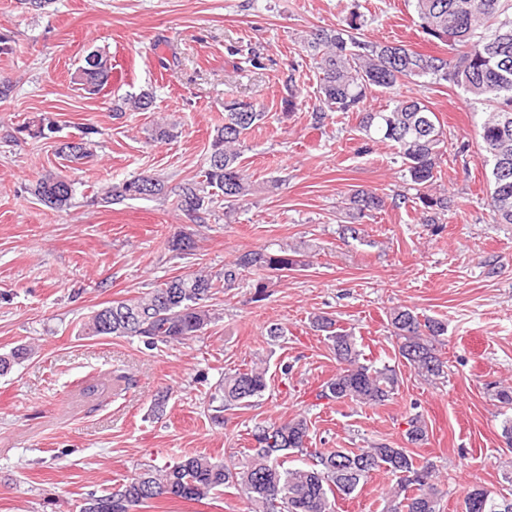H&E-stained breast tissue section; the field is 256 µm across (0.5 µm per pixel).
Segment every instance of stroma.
<instances>
[{"instance_id":"35a3bbf8","label":"stroma","mask_w":512,"mask_h":512,"mask_svg":"<svg viewBox=\"0 0 512 512\" xmlns=\"http://www.w3.org/2000/svg\"><path fill=\"white\" fill-rule=\"evenodd\" d=\"M361 13L372 41L399 42L427 55L447 45L420 28L412 0H51L41 11L0 0V352H36L0 376V512H78L87 493L123 483L141 468L206 452L239 462L255 424L297 414L311 423L316 448L401 446L409 417L425 419L417 447L445 480L440 512H464L481 485L512 499L503 472L512 448L502 436L506 410L493 386L512 384V224L490 209L491 170L479 149L483 103L447 84L420 79L399 94L428 102L447 132L441 187L450 203L435 224L421 223L393 147L363 152L356 119L331 114L313 125L316 78L307 35ZM109 56L104 91L88 98L71 81L89 52ZM298 107L283 112L287 76ZM150 92L154 108L112 116L123 99ZM253 102L267 117L250 131L242 164L258 191L225 214L223 197L191 217L174 206L186 180L207 166L225 99ZM177 125L153 141L159 117ZM47 119L50 138H30L23 123ZM94 128V156L70 163L55 149ZM70 180V207L53 211L31 189L46 170ZM164 180L167 196L102 202L107 186L141 174ZM277 189L266 190L269 180ZM384 189L385 210L345 239V201L356 189ZM195 242L170 252L174 232ZM301 246L307 265L275 279L265 300L250 279L218 293L215 318L200 336L147 348L138 339L95 337L82 327L101 304L131 299L170 277L204 266L223 271L241 253ZM397 306L443 320L447 376L430 384L401 358L387 316ZM327 314L351 329L376 363L395 366L392 401L358 406L318 398L337 364L311 319ZM285 333L268 336L271 324ZM261 362L268 389L251 406L211 420L210 395L225 372ZM95 393H87V386ZM162 416L151 409L161 390ZM395 481L380 470L336 512H380ZM138 512H246L224 493L200 502L159 500Z\"/></svg>"}]
</instances>
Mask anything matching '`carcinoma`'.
I'll use <instances>...</instances> for the list:
<instances>
[{
    "instance_id": "obj_1",
    "label": "carcinoma",
    "mask_w": 512,
    "mask_h": 512,
    "mask_svg": "<svg viewBox=\"0 0 512 512\" xmlns=\"http://www.w3.org/2000/svg\"><path fill=\"white\" fill-rule=\"evenodd\" d=\"M423 32L454 50L451 56L425 55L404 44L373 42L361 37L362 15L353 11L341 25L318 29L306 40V50L317 73L318 106L313 124L321 125L331 112L356 115L357 131L373 143H388L402 159L406 176L417 190L422 223H437L448 209V197L432 188L442 180L441 160L447 140L436 113L420 98L389 99L380 110L366 107L374 91L394 90L404 82L429 77L450 83L488 108L479 127L481 150L491 165L493 189L490 207L498 224H512V0H412ZM112 79L111 60L93 51L72 74L78 90L92 97ZM153 104L144 92L124 100L113 112H144ZM267 113L238 98L224 101V122L214 130L207 167L201 180L179 186L176 209L198 214L213 203L215 192L224 196L228 209L245 202L257 188L241 166L244 136ZM61 143L57 154L74 162L91 156L88 135ZM152 137L166 142L176 137L175 124L158 122ZM33 195L46 207L62 212L73 197V185L64 176L48 172L38 179ZM163 180L140 174L107 187L102 200L117 203L166 195ZM388 195L378 190H355L347 198L349 224L344 231L360 239L363 219L384 210ZM305 253L296 245L252 250L224 265V271L197 270L169 278L141 296L112 301L93 312L84 331L90 336L138 338L153 348L176 345L197 336L214 319L208 301L239 285L245 274L252 280L254 299L265 298L272 278L305 265ZM391 335L397 339L398 356L426 382L444 377L438 345L445 323L421 316L407 306L389 313ZM312 326L325 333L336 357V374L321 385L319 397L332 402L382 405L395 395L399 379L395 367L380 366L365 358L353 332L336 326L327 315H316ZM33 349L19 345L0 354V375L8 374ZM267 370L260 363L224 374L211 400L218 403L212 420L224 423L223 412L246 407L267 389ZM408 444L418 446L428 437L425 421L415 415L407 421ZM254 445L242 462L231 468L222 460L203 454L184 455L173 462L151 465L111 491L90 493L79 512H132L161 499L202 501L233 489L245 500L249 512H335L336 498L351 495L374 472L384 469L396 477L383 512H440L444 484L430 463H418L406 448L372 443L348 450L311 448L307 418L258 424L250 430ZM306 457L299 466L288 465V453ZM489 490L476 485L464 499L465 512H512Z\"/></svg>"
}]
</instances>
